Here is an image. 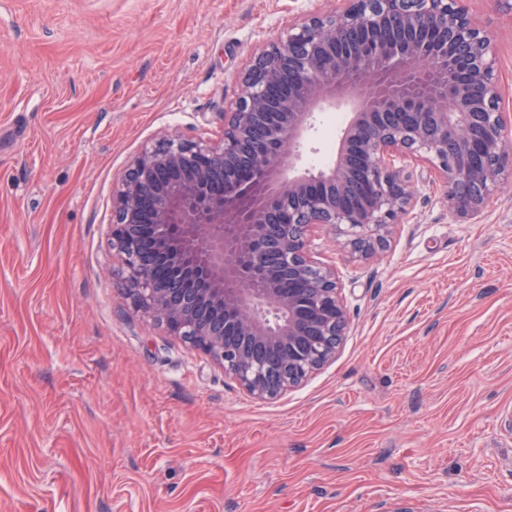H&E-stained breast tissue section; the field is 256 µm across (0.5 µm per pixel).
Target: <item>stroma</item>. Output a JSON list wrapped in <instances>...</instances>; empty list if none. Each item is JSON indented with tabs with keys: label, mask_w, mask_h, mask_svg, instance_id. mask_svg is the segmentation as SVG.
<instances>
[{
	"label": "stroma",
	"mask_w": 512,
	"mask_h": 512,
	"mask_svg": "<svg viewBox=\"0 0 512 512\" xmlns=\"http://www.w3.org/2000/svg\"><path fill=\"white\" fill-rule=\"evenodd\" d=\"M334 0H0V512H512V185L408 223L343 276L336 359L250 397L138 311L112 202L161 136L220 142L239 76ZM494 36L512 113V11ZM318 116L302 168L338 145Z\"/></svg>",
	"instance_id": "35a3bbf8"
}]
</instances>
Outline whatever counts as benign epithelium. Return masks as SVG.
<instances>
[{
	"label": "benign epithelium",
	"mask_w": 512,
	"mask_h": 512,
	"mask_svg": "<svg viewBox=\"0 0 512 512\" xmlns=\"http://www.w3.org/2000/svg\"><path fill=\"white\" fill-rule=\"evenodd\" d=\"M341 2L257 54L219 143L145 148L113 204L134 303L258 400L299 387L345 336L340 276L312 255L315 230L374 254L413 211L408 162L448 186L460 218L512 181L496 43L464 0ZM336 105L349 109L336 156L298 171L316 113Z\"/></svg>",
	"instance_id": "benign-epithelium-1"
}]
</instances>
